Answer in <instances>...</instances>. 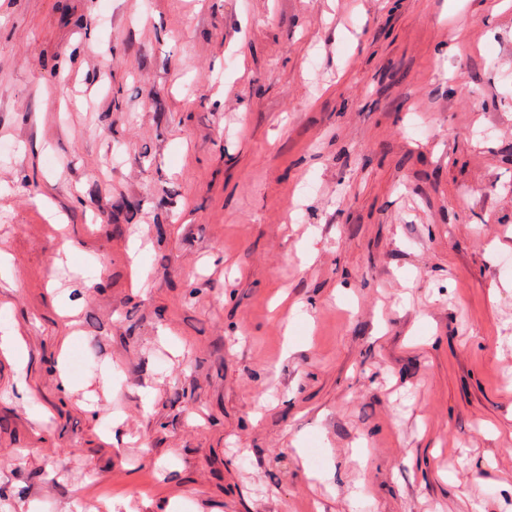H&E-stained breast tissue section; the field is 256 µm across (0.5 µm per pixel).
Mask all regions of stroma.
Here are the masks:
<instances>
[{
    "mask_svg": "<svg viewBox=\"0 0 512 512\" xmlns=\"http://www.w3.org/2000/svg\"><path fill=\"white\" fill-rule=\"evenodd\" d=\"M2 143L0 512H512V0H0Z\"/></svg>",
    "mask_w": 512,
    "mask_h": 512,
    "instance_id": "1",
    "label": "stroma"
}]
</instances>
